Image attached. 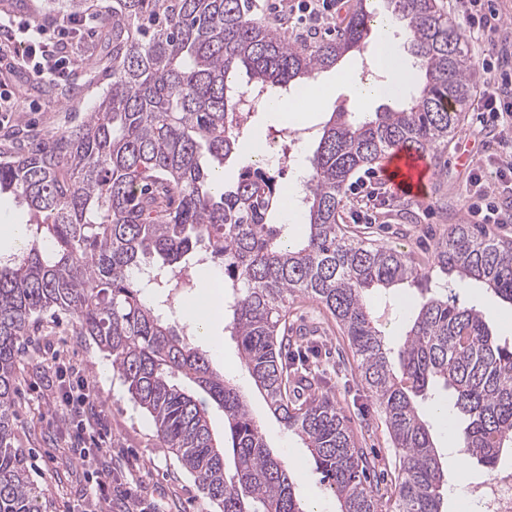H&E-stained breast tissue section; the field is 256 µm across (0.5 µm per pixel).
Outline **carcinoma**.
<instances>
[{
	"label": "carcinoma",
	"mask_w": 512,
	"mask_h": 512,
	"mask_svg": "<svg viewBox=\"0 0 512 512\" xmlns=\"http://www.w3.org/2000/svg\"><path fill=\"white\" fill-rule=\"evenodd\" d=\"M405 21L421 82L397 109L370 119L337 112L310 159L305 230L290 244L269 222L281 203L257 169L230 190L213 184L239 148L245 68L260 93L300 90L369 41L375 15L354 0L334 40L297 44L259 17L255 0H112V76L73 129L0 155V195L30 212L24 245L0 256V512H36L27 459L15 446L20 344L51 313L73 317L112 361L162 447L215 512H308L291 472L268 449L237 388L157 303L198 287L196 246L224 266V321L270 410L297 435L339 512H445L446 473L417 398L449 392L451 431L464 457L493 474L512 452V344L486 313L406 255L339 223L346 185L395 149L424 154L448 141L470 100L472 57L436 0H388ZM432 264L455 284H478L512 305V243L477 224H452ZM413 286L415 317L398 347L378 326L370 294ZM308 299L336 321L398 453L391 494L369 463L323 372L289 335L288 303ZM201 388L224 411L215 438Z\"/></svg>",
	"instance_id": "1"
}]
</instances>
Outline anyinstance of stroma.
<instances>
[{
  "label": "stroma",
  "mask_w": 512,
  "mask_h": 512,
  "mask_svg": "<svg viewBox=\"0 0 512 512\" xmlns=\"http://www.w3.org/2000/svg\"><path fill=\"white\" fill-rule=\"evenodd\" d=\"M112 0H94L98 19L93 26L78 27L68 36L55 32L56 21L63 16L55 0H0V14L10 15L15 27L0 31V45L18 50L17 29L28 22L44 26L50 44H63L70 60L69 72L81 86L71 93L67 82L54 86L29 79L24 68L0 65V80L16 92L20 110L6 123H0V146L13 138L28 141L44 139L64 131L84 119L95 105L111 78L108 61H96L90 48L108 40L109 22L101 17L102 7ZM475 63L470 78L471 99L457 132L447 144L427 152L433 171L424 200L398 196L385 172L389 160H381L372 169L360 170L356 177L366 182L364 192L348 194L341 211L342 223L354 226L364 235L408 256L432 252L449 225L471 222L470 208L474 189L468 182L463 164L465 153L488 159L482 173L487 191L499 183L492 161L502 153L497 138L476 135L474 117L481 107L482 61L479 46L469 48ZM372 48L345 56L337 66L321 72L319 82L332 83L327 103L310 121L314 132L299 143H291L290 126L269 112H260L243 125L241 141L254 131L275 139L279 149L301 158L312 157L319 143L318 132L335 112H353L357 106L344 85L338 84L339 70L357 67L363 77L372 74L368 62ZM460 299L466 305L486 310L496 334L512 342V309L499 304L482 287L462 289ZM398 296L373 293L371 305L390 341H399L408 324L409 314ZM290 324L316 329L324 340L319 362L326 370L324 391L333 394L349 420L360 447L365 448L376 466L370 478L382 483L391 479L394 448L383 414L370 398L358 377L357 363L345 337L336 324L310 302L297 300L290 308ZM224 339L223 352L211 353L212 365L223 372L243 395L250 413L259 425L268 448L282 462L297 461L295 491L312 512H337L336 495L323 481L309 451L300 439L288 432L269 409L243 369L235 341L226 337L223 322L212 326ZM24 362L17 376L15 426L16 445L27 457L30 479L39 495L40 512H215L214 505L199 491L192 477L168 449L162 448L150 419L136 406L121 377L109 360L84 337L75 332L73 318L61 316L42 321L36 335L26 337ZM96 400L97 415L88 427L68 422L60 410L62 397L78 403L83 393ZM434 437L441 460L448 470L443 489L447 512H465L460 501L464 488L485 477V468L474 460L461 459L456 442L447 427L435 424ZM92 451L89 463H82L79 449ZM112 481V498L104 500L95 492L101 477Z\"/></svg>",
  "instance_id": "1"
}]
</instances>
